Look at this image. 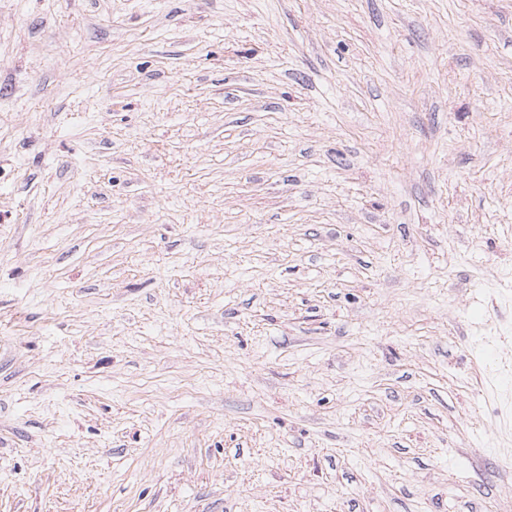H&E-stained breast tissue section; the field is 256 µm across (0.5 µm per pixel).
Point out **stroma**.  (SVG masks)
Here are the masks:
<instances>
[{
	"label": "stroma",
	"instance_id": "stroma-1",
	"mask_svg": "<svg viewBox=\"0 0 512 512\" xmlns=\"http://www.w3.org/2000/svg\"><path fill=\"white\" fill-rule=\"evenodd\" d=\"M512 0H0V512H512Z\"/></svg>",
	"mask_w": 512,
	"mask_h": 512
}]
</instances>
